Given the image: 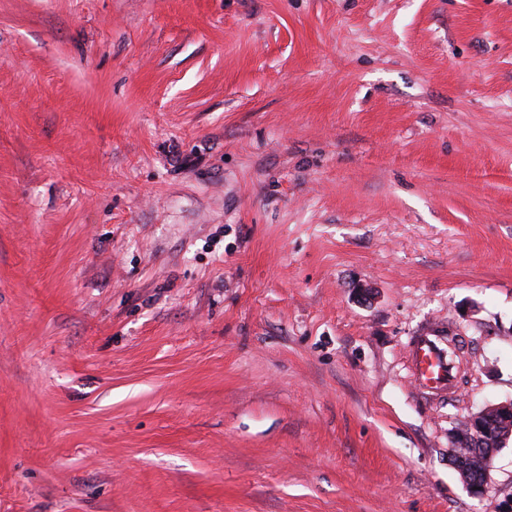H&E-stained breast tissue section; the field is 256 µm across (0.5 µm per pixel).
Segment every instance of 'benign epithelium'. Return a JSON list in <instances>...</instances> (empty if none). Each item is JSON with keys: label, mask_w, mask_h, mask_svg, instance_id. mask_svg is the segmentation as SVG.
<instances>
[{"label": "benign epithelium", "mask_w": 512, "mask_h": 512, "mask_svg": "<svg viewBox=\"0 0 512 512\" xmlns=\"http://www.w3.org/2000/svg\"><path fill=\"white\" fill-rule=\"evenodd\" d=\"M498 426L499 444L512 438V401L492 404L468 415L449 433V457L462 460L483 444L484 421Z\"/></svg>", "instance_id": "7a95c632"}]
</instances>
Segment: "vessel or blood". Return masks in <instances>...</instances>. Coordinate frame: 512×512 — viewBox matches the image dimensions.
Masks as SVG:
<instances>
[{
	"mask_svg": "<svg viewBox=\"0 0 512 512\" xmlns=\"http://www.w3.org/2000/svg\"><path fill=\"white\" fill-rule=\"evenodd\" d=\"M410 378L424 395H447L456 376V362L448 339L438 329H424L408 343Z\"/></svg>",
	"mask_w": 512,
	"mask_h": 512,
	"instance_id": "vessel-or-blood-1",
	"label": "vessel or blood"
}]
</instances>
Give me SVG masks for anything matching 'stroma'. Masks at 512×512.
<instances>
[{
	"label": "stroma",
	"mask_w": 512,
	"mask_h": 512,
	"mask_svg": "<svg viewBox=\"0 0 512 512\" xmlns=\"http://www.w3.org/2000/svg\"><path fill=\"white\" fill-rule=\"evenodd\" d=\"M509 400L512 0H0V512H498ZM408 359L411 382L421 394L448 395L456 376L448 336H442L437 328L421 330L409 340ZM485 419L494 420L493 426H498V447L512 438V401L485 406L468 415L449 433L450 459L464 460L465 456L481 448Z\"/></svg>",
	"instance_id": "35a3bbf8"
}]
</instances>
